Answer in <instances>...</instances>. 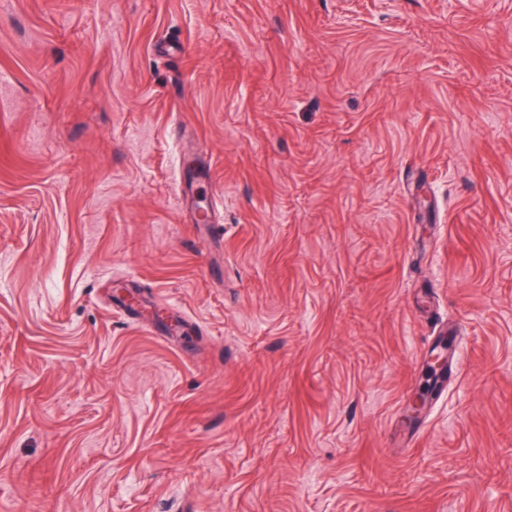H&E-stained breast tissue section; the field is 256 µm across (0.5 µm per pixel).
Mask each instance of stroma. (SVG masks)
Returning a JSON list of instances; mask_svg holds the SVG:
<instances>
[{
    "label": "stroma",
    "mask_w": 512,
    "mask_h": 512,
    "mask_svg": "<svg viewBox=\"0 0 512 512\" xmlns=\"http://www.w3.org/2000/svg\"><path fill=\"white\" fill-rule=\"evenodd\" d=\"M0 512H512V0H0ZM448 368V353L444 349L432 353L424 369V384L409 407V416L416 418L423 410L427 396L436 381Z\"/></svg>",
    "instance_id": "stroma-1"
}]
</instances>
